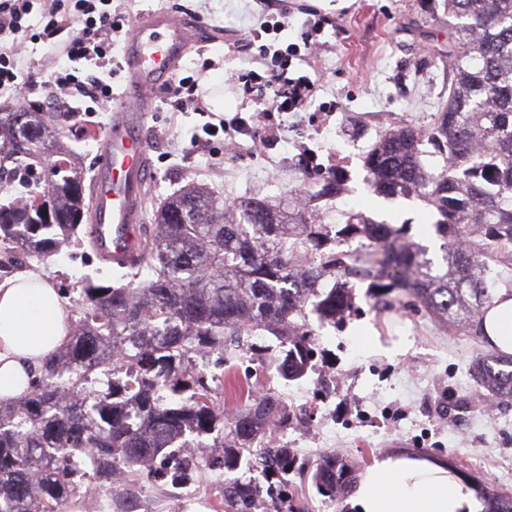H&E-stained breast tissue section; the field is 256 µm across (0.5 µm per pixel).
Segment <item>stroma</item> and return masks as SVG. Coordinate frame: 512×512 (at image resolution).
Returning a JSON list of instances; mask_svg holds the SVG:
<instances>
[{
	"mask_svg": "<svg viewBox=\"0 0 512 512\" xmlns=\"http://www.w3.org/2000/svg\"><path fill=\"white\" fill-rule=\"evenodd\" d=\"M269 0H112L114 10L141 19L164 10L193 30L198 44L176 71V78H197L200 87L223 82L227 72L262 71V64L234 42L267 21ZM448 38V17L431 10L428 0H289L283 31L267 35L278 47L296 44L300 60L290 76L314 83L308 106L298 112H261L242 88L224 91L225 118L255 117L263 136L260 151L243 147L229 154L225 135L206 147L193 140L204 122L194 111L170 107V85L154 99L150 120L153 148L150 179L141 221L152 224L161 202L188 182L206 184L223 203L244 197L280 198L297 186L303 157L313 169H342L349 192L341 210H360L390 224H410L415 241L440 258V242L427 231L421 202L387 200L365 183L363 159L381 132L404 124L426 130L448 100V62L432 46ZM19 66L36 80H47L58 65L50 44L40 39L6 38ZM78 113L69 143L87 175H94L110 109L79 96L63 100L36 88L25 100L0 94V112L19 105ZM59 288L80 287L85 277L111 284L115 269L90 246L65 247L41 263ZM368 329L383 345L376 352L355 340L354 328ZM399 353H389L393 343ZM318 369L284 383L273 365L236 361L224 373V410L236 408L241 390L279 394L290 409L305 411V423L321 430L319 441L289 433L288 446L298 462L326 453L346 456L357 470L390 452L448 460L477 487L512 495V403L487 406L485 390L470 368L489 353L482 337L447 332L413 308H382L376 289L355 288V309L343 325L318 329Z\"/></svg>",
	"mask_w": 512,
	"mask_h": 512,
	"instance_id": "stroma-1",
	"label": "stroma"
}]
</instances>
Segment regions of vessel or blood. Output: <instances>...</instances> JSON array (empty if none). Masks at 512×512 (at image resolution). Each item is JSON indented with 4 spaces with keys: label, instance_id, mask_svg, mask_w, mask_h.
<instances>
[{
    "label": "vessel or blood",
    "instance_id": "obj_1",
    "mask_svg": "<svg viewBox=\"0 0 512 512\" xmlns=\"http://www.w3.org/2000/svg\"><path fill=\"white\" fill-rule=\"evenodd\" d=\"M195 41L172 15L154 12L132 25L123 47L125 88L105 130L104 160L94 174L91 205L97 251L113 266L128 268L140 258L138 222L150 176L146 130L154 96Z\"/></svg>",
    "mask_w": 512,
    "mask_h": 512
}]
</instances>
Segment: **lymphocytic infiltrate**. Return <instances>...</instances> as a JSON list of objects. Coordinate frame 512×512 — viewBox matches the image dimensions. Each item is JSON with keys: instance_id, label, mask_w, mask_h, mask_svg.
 Segmentation results:
<instances>
[{"instance_id": "lymphocytic-infiltrate-1", "label": "lymphocytic infiltrate", "mask_w": 512, "mask_h": 512, "mask_svg": "<svg viewBox=\"0 0 512 512\" xmlns=\"http://www.w3.org/2000/svg\"><path fill=\"white\" fill-rule=\"evenodd\" d=\"M112 0H0V39L23 38L29 30V17L40 10L43 37H51L63 29H72V37L54 47L56 56L64 58V66L54 71L44 87L52 94L76 93L98 102L112 99V88L101 79L79 75L77 63L86 61L97 66L120 70L121 64L112 53V36L121 32L128 19L111 11ZM268 23H261L244 39L245 50H257L264 65L260 74H247L246 83L259 103L277 112L301 110L311 96L313 81L306 76L289 77L288 69L297 50L279 48L262 41Z\"/></svg>"}]
</instances>
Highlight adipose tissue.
<instances>
[{
	"instance_id": "1",
	"label": "adipose tissue",
	"mask_w": 512,
	"mask_h": 512,
	"mask_svg": "<svg viewBox=\"0 0 512 512\" xmlns=\"http://www.w3.org/2000/svg\"><path fill=\"white\" fill-rule=\"evenodd\" d=\"M489 346L512 354V292L500 290L483 316ZM71 337L68 301L42 269L0 278V399L31 391L35 369ZM356 512H480L474 483L448 463L392 453L374 459L350 495Z\"/></svg>"
}]
</instances>
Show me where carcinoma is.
Masks as SVG:
<instances>
[{
	"label": "carcinoma",
	"instance_id": "cac0c4a2",
	"mask_svg": "<svg viewBox=\"0 0 512 512\" xmlns=\"http://www.w3.org/2000/svg\"><path fill=\"white\" fill-rule=\"evenodd\" d=\"M451 64L448 103L428 130L402 125L364 158L367 183L386 199H415L435 215L441 260L404 227L355 211L325 223L316 202L337 201L346 180L331 175L288 191L272 204L247 197L232 206L189 184L157 211L140 239L137 267L116 286L82 281L66 345L47 357L22 400H0V512H62L88 473L101 488L124 473L140 499L181 476L173 446L187 437L223 453L211 470H259L267 487L224 480L216 512H251L266 493L269 512H309L297 484L311 480L330 502H343L356 469L335 453L309 471L286 448L263 446L273 425L293 415L274 393L247 395L224 414V375L197 368L240 354L265 360L266 336L278 341L273 365L287 383L314 370L309 316L334 325L354 311L358 282L382 304L404 303L444 330L480 335L484 310L512 271V0H442ZM73 112H0V142L30 167L54 165L37 200L0 206V274L83 244L88 212L85 173L63 142ZM429 145L426 152L422 146ZM150 277L137 280L142 271ZM490 395L512 402V358L472 364Z\"/></svg>",
	"mask_w": 512,
	"mask_h": 512
}]
</instances>
